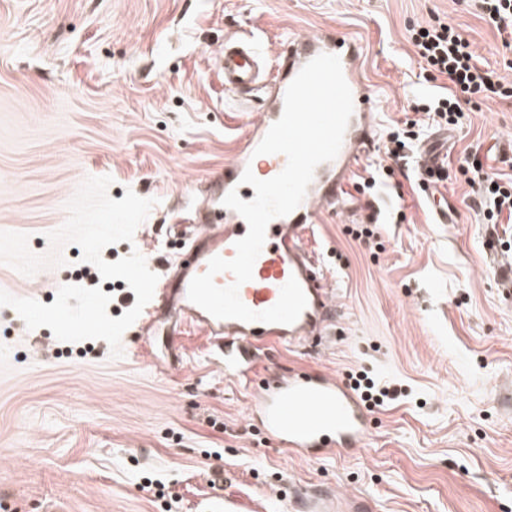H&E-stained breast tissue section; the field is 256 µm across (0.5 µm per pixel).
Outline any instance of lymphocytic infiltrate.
<instances>
[{
    "mask_svg": "<svg viewBox=\"0 0 512 512\" xmlns=\"http://www.w3.org/2000/svg\"><path fill=\"white\" fill-rule=\"evenodd\" d=\"M408 34L429 79L447 77L451 90L418 99L414 109L420 112V119H408L389 128L386 152L398 160L404 158L426 126L456 125L467 104L512 98V83L505 82L486 64L452 23L436 17L410 25ZM461 170L483 217L488 223L502 225L504 235L512 236V175H489L476 152L467 154Z\"/></svg>",
    "mask_w": 512,
    "mask_h": 512,
    "instance_id": "1",
    "label": "lymphocytic infiltrate"
}]
</instances>
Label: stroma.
Masks as SVG:
<instances>
[{
    "instance_id": "stroma-1",
    "label": "stroma",
    "mask_w": 512,
    "mask_h": 512,
    "mask_svg": "<svg viewBox=\"0 0 512 512\" xmlns=\"http://www.w3.org/2000/svg\"><path fill=\"white\" fill-rule=\"evenodd\" d=\"M435 16L512 81V51L473 0H0V231L27 233L30 250L46 252L79 185L108 175L113 200L131 190L155 204L104 259L136 250L161 273L200 199L191 185L232 158L262 105L258 92L225 94L226 37L254 25L282 54L291 33L357 37L383 131L413 117L417 95L449 86L422 79L408 40L410 23ZM475 146L484 166L512 174V99L466 108L448 133L438 192L457 205L451 224L435 223L433 198L416 186L419 151L395 162L380 145L366 156L355 175L389 165V186L373 198L349 186L354 214L323 207L311 238L337 305L333 340L254 360L263 378L364 371L398 389L369 409L366 446L311 458L270 445L248 418L251 386L224 376L189 328L148 339L132 324L114 359L105 341L65 343L0 307V503L210 512L231 495L241 512H284L283 498L330 488L368 499L372 512H512V268L460 171ZM373 210L387 221L368 247L345 229ZM62 253L66 265L37 277L0 264V289L50 305L53 281L88 285L81 248ZM139 348L158 365L135 357ZM149 479L164 497L145 490Z\"/></svg>"
}]
</instances>
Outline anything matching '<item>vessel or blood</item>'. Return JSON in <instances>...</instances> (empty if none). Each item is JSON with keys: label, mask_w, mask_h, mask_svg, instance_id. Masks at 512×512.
<instances>
[{"label": "vessel or blood", "mask_w": 512, "mask_h": 512, "mask_svg": "<svg viewBox=\"0 0 512 512\" xmlns=\"http://www.w3.org/2000/svg\"><path fill=\"white\" fill-rule=\"evenodd\" d=\"M334 54L354 101V110L337 157L318 165L303 202L289 215L273 219L266 242L253 268V278L241 285L239 297L250 309L262 311L279 299L289 278L301 285L307 306L292 324L243 322L218 319L192 303L188 287L193 277L206 272L212 257L232 259L235 243L248 232L246 221L222 204L230 191L240 199L253 200L252 186L241 184L245 170L261 180L279 174L287 159L281 154L256 155L255 150L270 127L283 114L288 85L309 61L321 54ZM267 55L261 40L247 33L225 42L220 67L225 91H250L257 83L259 62ZM360 43L338 37L329 29L288 39V61L278 65L277 74L261 107L223 170L201 176L204 196L193 209V224L183 250L165 266L144 318L150 329L171 319L203 330L211 341L216 361L225 374L250 378L257 351L294 344L308 346L322 341L334 326L336 308L328 280L308 248L306 234L318 223L322 206L345 201V187L356 164L376 147L379 104L363 79ZM251 418L283 452L317 456L324 450L363 447L370 436L365 405L343 381L323 373L291 374L276 382L259 380L251 400ZM334 494L317 491L294 496L289 512H336Z\"/></svg>", "instance_id": "obj_1"}]
</instances>
